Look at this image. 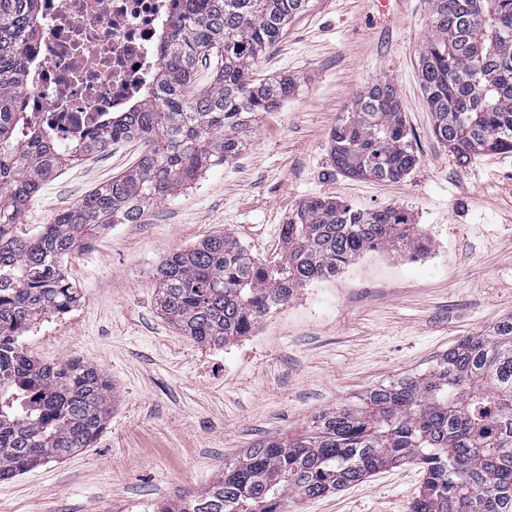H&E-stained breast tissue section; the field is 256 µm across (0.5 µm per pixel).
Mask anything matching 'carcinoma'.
<instances>
[{
    "label": "carcinoma",
    "mask_w": 512,
    "mask_h": 512,
    "mask_svg": "<svg viewBox=\"0 0 512 512\" xmlns=\"http://www.w3.org/2000/svg\"><path fill=\"white\" fill-rule=\"evenodd\" d=\"M41 0H0V481L88 448L112 408L97 367L39 362L19 338L80 300L62 268L74 249L146 211L234 159L248 122L293 94L283 74L253 76L260 55L307 0H174L150 99L114 112L88 140L61 149L27 125L22 97ZM432 35L419 77L434 134L461 166L512 152V0H429ZM212 60V83L194 86ZM138 141L125 173L56 215L35 236L16 225L45 179L80 158ZM334 167L354 178L397 181L416 166L398 93L378 79L330 132ZM279 261H257L233 236H210L156 268L162 311L199 344L252 334L298 289L336 276L368 251H428L400 207L375 211L318 197L282 225ZM415 465L420 490L409 512H512V315L463 337L422 374L376 386L356 405L314 416L294 436L259 440L204 489L152 512H288L290 500L341 491L400 464Z\"/></svg>",
    "instance_id": "1"
}]
</instances>
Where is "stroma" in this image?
<instances>
[{"label": "stroma", "instance_id": "1", "mask_svg": "<svg viewBox=\"0 0 512 512\" xmlns=\"http://www.w3.org/2000/svg\"><path fill=\"white\" fill-rule=\"evenodd\" d=\"M429 34L428 0L404 14L379 12L376 0H308L255 67L256 78L285 74L297 89L252 121L244 150L68 256L78 305L20 342L43 362L97 365L112 410L91 447L0 481V512H130L202 490L256 441L427 372L459 339L512 314V154L462 167L436 140L418 73ZM379 79L396 87L419 156L397 182L346 177L329 157L331 128ZM140 151L121 143L60 170L30 199L19 232L35 235ZM313 196L404 208L428 250L366 253L224 347L194 342L161 314L154 274L166 255L228 232L259 261L278 260L282 224ZM419 485L418 468L402 465L289 510L408 512Z\"/></svg>", "mask_w": 512, "mask_h": 512}]
</instances>
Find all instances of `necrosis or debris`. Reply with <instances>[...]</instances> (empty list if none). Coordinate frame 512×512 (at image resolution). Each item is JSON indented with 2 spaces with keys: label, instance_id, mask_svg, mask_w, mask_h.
I'll return each mask as SVG.
<instances>
[{
  "label": "necrosis or debris",
  "instance_id": "necrosis-or-debris-1",
  "mask_svg": "<svg viewBox=\"0 0 512 512\" xmlns=\"http://www.w3.org/2000/svg\"><path fill=\"white\" fill-rule=\"evenodd\" d=\"M170 0H44L27 109L58 144L137 100L161 62Z\"/></svg>",
  "mask_w": 512,
  "mask_h": 512
}]
</instances>
